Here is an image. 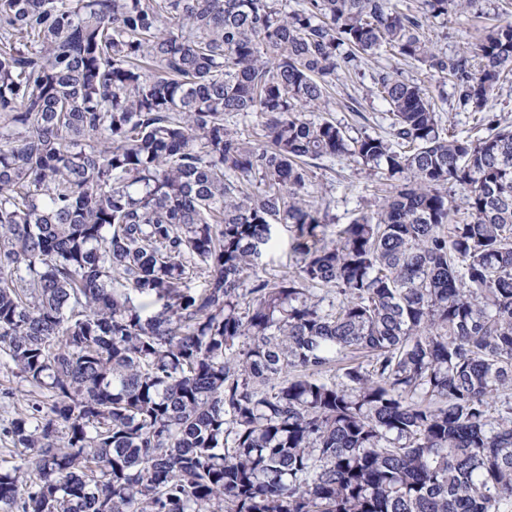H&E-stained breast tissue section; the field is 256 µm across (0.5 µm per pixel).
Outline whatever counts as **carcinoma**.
<instances>
[{"mask_svg":"<svg viewBox=\"0 0 512 512\" xmlns=\"http://www.w3.org/2000/svg\"><path fill=\"white\" fill-rule=\"evenodd\" d=\"M400 2L0 0V363L43 394L0 512H512V19L474 73L424 23L483 0ZM383 54L477 137L396 71L387 136L324 117ZM332 157L397 182L336 234ZM398 69L402 77L420 84L438 105L442 122L450 132L460 136L474 135V114L456 110L451 100V87L445 86L430 76V73L419 63H404L396 58L384 55L372 60L362 68L360 75L352 76L341 74L336 80L332 91L335 104L332 112L325 116L336 124L344 127L352 137L364 135L385 136L389 130V120L384 104L375 97L373 75L379 69L391 71ZM353 99V100H352ZM354 102V104L352 103ZM357 106L363 118L351 112L349 106ZM490 114L498 115L502 120L512 122V79L502 85L497 96L488 105ZM232 120L234 124H236L238 131L242 132L243 138H246L251 145L258 146V144L262 143V138L259 136L261 131L258 125V119L254 114L241 113ZM276 245L269 249L263 262L272 273L283 274L291 272L296 267V257L291 250V233L285 225H277L274 232Z\"/></svg>","mask_w":512,"mask_h":512,"instance_id":"obj_1","label":"carcinoma"}]
</instances>
